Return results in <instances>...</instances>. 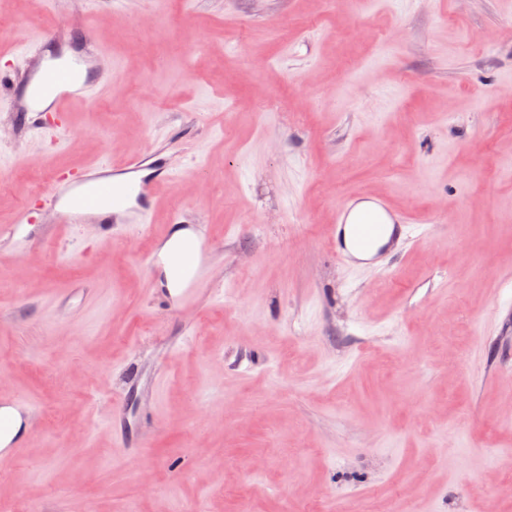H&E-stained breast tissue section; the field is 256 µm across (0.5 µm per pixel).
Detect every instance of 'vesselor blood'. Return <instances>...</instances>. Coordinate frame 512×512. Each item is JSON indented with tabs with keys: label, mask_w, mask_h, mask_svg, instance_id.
<instances>
[{
	"label": "vessel or blood",
	"mask_w": 512,
	"mask_h": 512,
	"mask_svg": "<svg viewBox=\"0 0 512 512\" xmlns=\"http://www.w3.org/2000/svg\"><path fill=\"white\" fill-rule=\"evenodd\" d=\"M56 39V33L47 32L26 42V49L37 50L38 62L13 73V81L22 87L23 93L0 103V108L24 114L45 109L63 112L70 103L111 82L112 70L104 52L90 36L85 37L83 48L74 52L65 65L46 64L45 50ZM170 178L165 163H157L148 171L139 157L114 166L93 162L79 176L56 182L48 191V201L63 224L80 223L90 211L96 212L101 228L106 230L114 224H145ZM362 202V197L356 196L342 202L337 209L333 238L339 260H354L355 249L372 248L382 239L391 251L409 237L408 218L390 211L381 199L376 200L375 206L388 213V222H351L352 212Z\"/></svg>",
	"instance_id": "obj_1"
}]
</instances>
